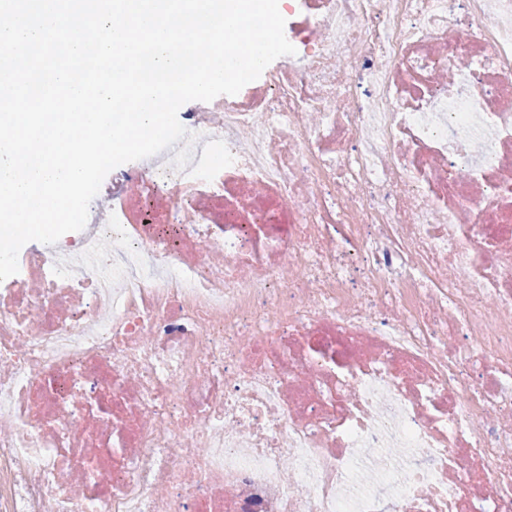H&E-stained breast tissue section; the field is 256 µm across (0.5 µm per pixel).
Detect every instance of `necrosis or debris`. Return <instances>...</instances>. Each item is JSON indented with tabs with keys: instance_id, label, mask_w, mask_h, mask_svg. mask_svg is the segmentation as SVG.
<instances>
[{
	"instance_id": "necrosis-or-debris-1",
	"label": "necrosis or debris",
	"mask_w": 512,
	"mask_h": 512,
	"mask_svg": "<svg viewBox=\"0 0 512 512\" xmlns=\"http://www.w3.org/2000/svg\"><path fill=\"white\" fill-rule=\"evenodd\" d=\"M0 282V512H512V0H288Z\"/></svg>"
}]
</instances>
